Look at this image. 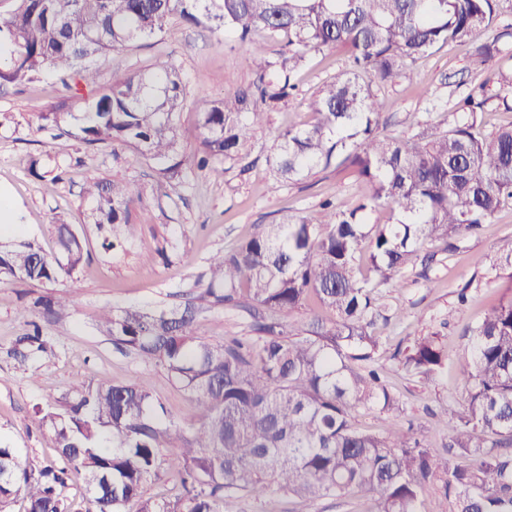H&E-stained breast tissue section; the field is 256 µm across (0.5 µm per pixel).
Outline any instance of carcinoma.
I'll return each instance as SVG.
<instances>
[{
  "label": "carcinoma",
  "instance_id": "carcinoma-1",
  "mask_svg": "<svg viewBox=\"0 0 512 512\" xmlns=\"http://www.w3.org/2000/svg\"><path fill=\"white\" fill-rule=\"evenodd\" d=\"M503 0H9L0 11V86L21 84L49 70L72 93L74 112H41L40 129L72 126L88 145L119 144L161 165L164 179L181 177L186 159L178 116L184 85L173 61L99 84L90 62L107 52L163 36L172 21L205 27L241 45L258 35L282 43L245 57L256 76L224 98L201 96V149L195 166L215 178L224 163L243 160L267 117L298 89L311 56L336 46L348 64L319 86L309 107L314 122L278 135L268 157L279 183L301 182L332 167L352 168L370 186L362 201H331L307 215L286 216L209 259L204 296L266 312L260 336L210 342L199 334L198 308L101 311L105 336L166 370L197 403L188 429L134 380L81 385L38 408L40 429L60 463L23 462L0 442V512H221L238 494L294 495L312 503L362 494L371 512H512V298L502 299L472 331L459 362L466 388L463 411L447 410V453L395 425L378 432L354 425L362 411H399L375 369L360 368L378 350L375 322L388 319L380 286L421 255L429 240L444 250L476 232L512 201V124L490 134L475 114L488 97L470 93L452 124L431 113L418 131L396 139L379 129V93L406 77L419 58L451 43L474 45L469 68L482 70L498 52L481 42ZM83 190L97 204L99 246L109 252L135 235L128 213L141 195L130 184L103 182L87 171ZM385 208L384 224L368 213ZM57 251L31 243L0 249V283H55L71 277L88 253V239L55 225ZM366 259L373 274H362ZM331 313L327 321L292 322L309 298ZM69 300L39 297L20 312L27 329L10 354L24 365L55 354L56 342L33 316L62 317ZM435 336L406 349L405 369L429 379L443 368ZM173 448L170 455L162 449ZM88 474L81 500L65 495L69 467ZM180 474L175 501L143 495L163 467ZM436 490L434 506L428 493Z\"/></svg>",
  "mask_w": 512,
  "mask_h": 512
}]
</instances>
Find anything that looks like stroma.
Here are the masks:
<instances>
[{
  "label": "stroma",
  "instance_id": "stroma-1",
  "mask_svg": "<svg viewBox=\"0 0 512 512\" xmlns=\"http://www.w3.org/2000/svg\"><path fill=\"white\" fill-rule=\"evenodd\" d=\"M500 55L484 70L472 73L465 85L441 84L442 75L464 70L472 47L453 43L419 59L398 85L381 93L380 130L401 137L416 129V117L429 102L441 104L438 120H457L456 102L498 70L512 68V6L502 5L493 30ZM247 48L201 28L172 23L162 39L141 43L125 52L95 58L101 84L148 67L160 56H171L185 82L186 102L179 126L187 155L200 148V129L194 99L201 94L219 99L225 90L254 80L244 59ZM344 47L311 58L299 76L300 94L270 115L267 126L253 142L250 157L225 164L224 176L215 180L185 164L182 180L161 179L155 165L124 147L86 146L58 133L38 130L37 113L69 112L73 100L50 75L24 85L0 88V194L18 221L12 239L26 240L48 254L56 250L54 226L64 221L83 230L90 252L70 279L56 284L0 283V439L17 448L21 459L55 460L38 426L35 403L65 396L85 384L136 380L164 404L176 423L195 420L196 406L189 393L175 385L159 367L101 335L95 318L102 307L115 309L175 306L199 302V332L218 342L224 336L255 335L256 318L228 303L202 302L210 256L236 246L262 225L284 215L306 214L327 198L355 202L369 193L368 185L350 169H330L306 181L270 191L266 155L277 135L289 127H305L314 120L308 106L318 86L345 66ZM92 164L101 178L133 182L142 193L129 211L136 235L113 251L98 245L93 220L95 204L83 196L84 164ZM68 170L56 182L47 172L54 165ZM512 240V204L502 207L490 222L463 236L456 251L446 253L438 241L429 242L434 260L430 267L415 265L396 279L394 287L379 288L392 318L378 322L380 347L374 364L399 402L395 417L402 429L423 437L434 452H442L448 430L436 417L440 407H460L466 391L460 379L458 358L469 345V332L499 299L512 296V273L495 267L499 247ZM466 302H459V292ZM68 296L70 313L43 320L46 335L58 341L57 355L18 365L8 351L24 329L22 306L34 298ZM438 336L448 353L446 366L432 379L406 372L402 352L417 339ZM365 498L348 495L326 497L309 504L280 493L262 497L240 494L226 499L224 512H368Z\"/></svg>",
  "mask_w": 512,
  "mask_h": 512
}]
</instances>
